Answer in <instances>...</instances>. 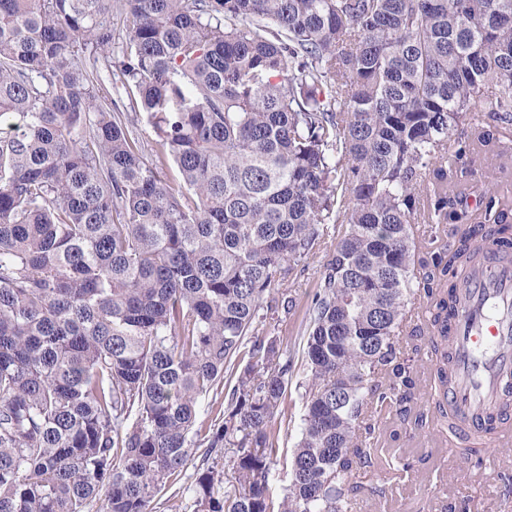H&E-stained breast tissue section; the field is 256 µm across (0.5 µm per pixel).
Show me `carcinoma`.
Listing matches in <instances>:
<instances>
[{"label":"carcinoma","mask_w":512,"mask_h":512,"mask_svg":"<svg viewBox=\"0 0 512 512\" xmlns=\"http://www.w3.org/2000/svg\"><path fill=\"white\" fill-rule=\"evenodd\" d=\"M117 6L150 163L89 67ZM511 145L512 0H0V512H155L195 447L196 512H270L292 363L263 301L320 251L281 512H352L378 407L448 421L410 355L447 388L480 247L433 244L512 230L481 182ZM226 393L227 389L225 390L224 386H220L217 391H211L209 395L202 398L200 421H204V427H207L206 433L211 423H215V420L218 423L219 417H221L227 404V399L225 401Z\"/></svg>","instance_id":"1"}]
</instances>
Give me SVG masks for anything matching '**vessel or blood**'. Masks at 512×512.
<instances>
[{"mask_svg":"<svg viewBox=\"0 0 512 512\" xmlns=\"http://www.w3.org/2000/svg\"><path fill=\"white\" fill-rule=\"evenodd\" d=\"M449 334L448 433L460 448L512 447V262L485 245Z\"/></svg>","mask_w":512,"mask_h":512,"instance_id":"vessel-or-blood-1","label":"vessel or blood"}]
</instances>
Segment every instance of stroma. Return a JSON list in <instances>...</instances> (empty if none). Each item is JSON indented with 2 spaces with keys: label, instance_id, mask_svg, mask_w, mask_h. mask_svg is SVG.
Returning a JSON list of instances; mask_svg holds the SVG:
<instances>
[{
  "label": "stroma",
  "instance_id": "stroma-1",
  "mask_svg": "<svg viewBox=\"0 0 512 512\" xmlns=\"http://www.w3.org/2000/svg\"><path fill=\"white\" fill-rule=\"evenodd\" d=\"M323 262L320 256L312 260L307 278L292 289L295 310L274 331L293 363L295 384L305 376L306 309ZM295 384L286 390L283 410L275 419L278 438L269 475L272 512H279L290 482V463L304 410L301 392ZM387 425L398 431V439L386 440L370 463L349 479L350 485L357 488V499L367 502L362 512H437L444 501L469 503L471 512H512V489L498 480L480 483L471 461L455 448L414 438L411 423L402 420L398 412L388 414Z\"/></svg>",
  "mask_w": 512,
  "mask_h": 512
}]
</instances>
